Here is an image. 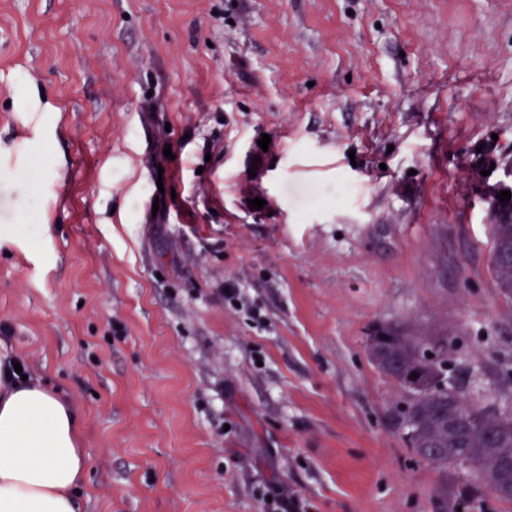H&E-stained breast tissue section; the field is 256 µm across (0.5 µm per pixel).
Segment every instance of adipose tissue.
I'll use <instances>...</instances> for the list:
<instances>
[{
  "label": "adipose tissue",
  "instance_id": "obj_1",
  "mask_svg": "<svg viewBox=\"0 0 512 512\" xmlns=\"http://www.w3.org/2000/svg\"><path fill=\"white\" fill-rule=\"evenodd\" d=\"M0 352V512H78L87 459L77 407Z\"/></svg>",
  "mask_w": 512,
  "mask_h": 512
}]
</instances>
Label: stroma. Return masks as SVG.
Masks as SVG:
<instances>
[{"label": "stroma", "mask_w": 512, "mask_h": 512, "mask_svg": "<svg viewBox=\"0 0 512 512\" xmlns=\"http://www.w3.org/2000/svg\"><path fill=\"white\" fill-rule=\"evenodd\" d=\"M510 166L512 0H0V343L82 411L81 512H512L368 348L512 411ZM510 201L492 216L491 232L493 237L492 268L500 288L512 293V189ZM494 256L500 258L497 263Z\"/></svg>", "instance_id": "obj_1"}]
</instances>
